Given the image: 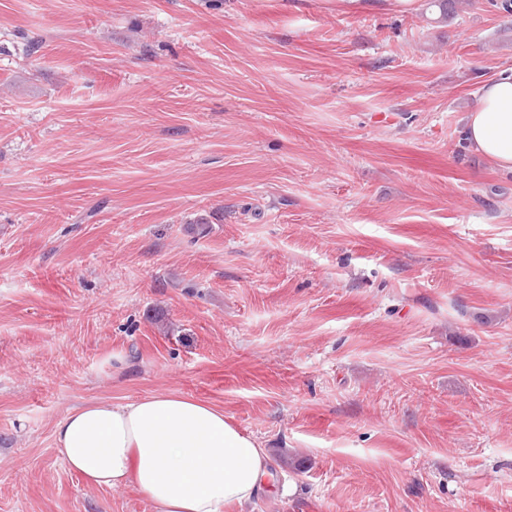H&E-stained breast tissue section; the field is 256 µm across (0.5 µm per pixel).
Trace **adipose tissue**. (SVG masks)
<instances>
[{"label": "adipose tissue", "instance_id": "obj_1", "mask_svg": "<svg viewBox=\"0 0 512 512\" xmlns=\"http://www.w3.org/2000/svg\"><path fill=\"white\" fill-rule=\"evenodd\" d=\"M471 149L512 173V65L486 81L469 112ZM61 460L97 487H133L155 512H227L270 477V457L224 414L179 394L87 404L54 427Z\"/></svg>", "mask_w": 512, "mask_h": 512}]
</instances>
